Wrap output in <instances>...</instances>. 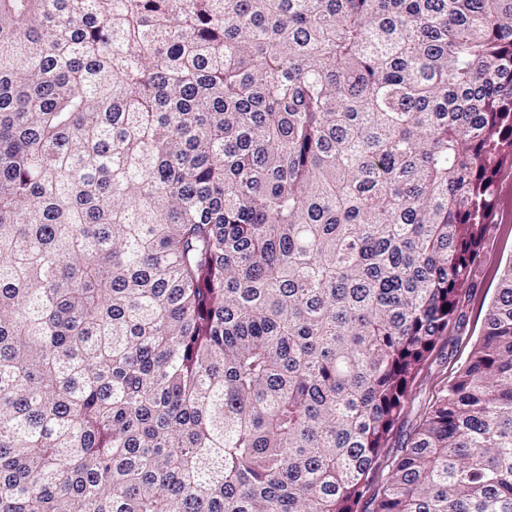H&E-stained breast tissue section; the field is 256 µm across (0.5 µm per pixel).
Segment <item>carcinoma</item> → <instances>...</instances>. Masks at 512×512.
<instances>
[{
    "instance_id": "carcinoma-1",
    "label": "carcinoma",
    "mask_w": 512,
    "mask_h": 512,
    "mask_svg": "<svg viewBox=\"0 0 512 512\" xmlns=\"http://www.w3.org/2000/svg\"><path fill=\"white\" fill-rule=\"evenodd\" d=\"M512 158V0H0V512H357ZM376 512H512V263Z\"/></svg>"
}]
</instances>
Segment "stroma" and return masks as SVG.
I'll return each instance as SVG.
<instances>
[{
  "label": "stroma",
  "mask_w": 512,
  "mask_h": 512,
  "mask_svg": "<svg viewBox=\"0 0 512 512\" xmlns=\"http://www.w3.org/2000/svg\"><path fill=\"white\" fill-rule=\"evenodd\" d=\"M498 205L482 240L474 266V286L463 296L461 319L450 338L440 339L413 384L405 408L396 422L387 448L382 449L372 471L358 512H376L387 473L406 448L426 410L466 360L482 336L485 318L496 296L501 274L512 262V164L501 166L496 177Z\"/></svg>",
  "instance_id": "obj_1"
}]
</instances>
